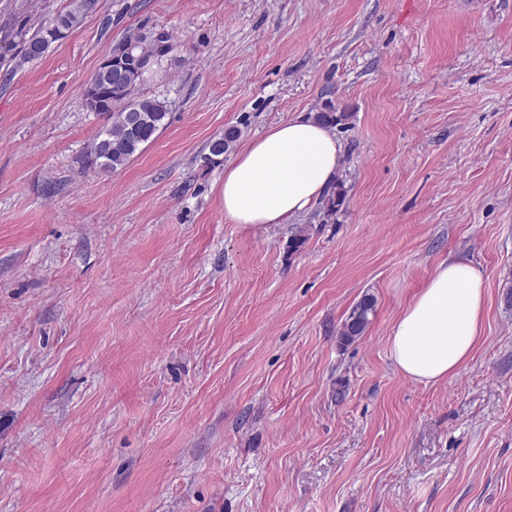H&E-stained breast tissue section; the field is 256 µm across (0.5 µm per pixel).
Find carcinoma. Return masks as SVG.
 Instances as JSON below:
<instances>
[{
	"mask_svg": "<svg viewBox=\"0 0 512 512\" xmlns=\"http://www.w3.org/2000/svg\"><path fill=\"white\" fill-rule=\"evenodd\" d=\"M91 0H71V8L58 14L51 22L39 25L27 39L22 62L41 58L50 45L72 29L89 8ZM134 44L135 53L153 56L154 67L162 65L165 55L155 52L153 35L150 32L127 36L116 43L111 50L112 59L118 64L128 63L123 54V45ZM88 108L103 116L106 123L93 140L89 154L93 164L103 172H112L124 167L165 125L168 116L167 102L156 98H143L130 92L125 86L112 83L107 77L96 84ZM241 131L229 128L224 135L210 145V154L221 156L238 140ZM373 298L365 296L358 301L342 323L339 336L345 344H351L362 337L370 323L369 315L374 313Z\"/></svg>",
	"mask_w": 512,
	"mask_h": 512,
	"instance_id": "cac0c4a2",
	"label": "carcinoma"
}]
</instances>
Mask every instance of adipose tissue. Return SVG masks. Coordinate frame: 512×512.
<instances>
[{"label": "adipose tissue", "instance_id": "1", "mask_svg": "<svg viewBox=\"0 0 512 512\" xmlns=\"http://www.w3.org/2000/svg\"><path fill=\"white\" fill-rule=\"evenodd\" d=\"M342 145L313 116L272 125L224 169V218L233 224H284L305 213L336 180ZM487 288L482 271L441 262L398 317L390 356L407 377L447 380L468 362L482 332Z\"/></svg>", "mask_w": 512, "mask_h": 512}]
</instances>
